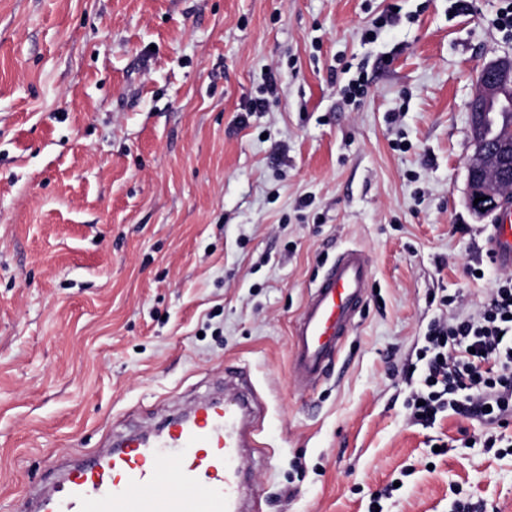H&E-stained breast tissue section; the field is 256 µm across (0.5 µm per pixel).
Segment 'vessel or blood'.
Returning a JSON list of instances; mask_svg holds the SVG:
<instances>
[{"label":"vessel or blood","mask_w":512,"mask_h":512,"mask_svg":"<svg viewBox=\"0 0 512 512\" xmlns=\"http://www.w3.org/2000/svg\"><path fill=\"white\" fill-rule=\"evenodd\" d=\"M488 254L512 268V212L502 211L485 241ZM373 278L363 249L341 250L318 280L294 331L291 378L316 385L338 355ZM237 392L203 402L151 435L132 434L65 471L60 483L34 493L29 512H243V449L257 447L251 381L226 367Z\"/></svg>","instance_id":"1"}]
</instances>
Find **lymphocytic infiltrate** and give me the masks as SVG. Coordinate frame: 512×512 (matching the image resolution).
I'll return each mask as SVG.
<instances>
[{"instance_id":"1","label":"lymphocytic infiltrate","mask_w":512,"mask_h":512,"mask_svg":"<svg viewBox=\"0 0 512 512\" xmlns=\"http://www.w3.org/2000/svg\"><path fill=\"white\" fill-rule=\"evenodd\" d=\"M512 274L499 278L477 315L434 324L423 356V383L412 400L415 420L426 422L450 405L458 390H468L469 414L489 423L512 419Z\"/></svg>"}]
</instances>
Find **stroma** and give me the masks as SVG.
Wrapping results in <instances>:
<instances>
[{"instance_id":"obj_1","label":"stroma","mask_w":512,"mask_h":512,"mask_svg":"<svg viewBox=\"0 0 512 512\" xmlns=\"http://www.w3.org/2000/svg\"><path fill=\"white\" fill-rule=\"evenodd\" d=\"M507 2L0 0V512L228 364L260 403L257 512H512V423L408 407L429 325L501 274L465 159ZM350 246L375 288L300 389L293 326Z\"/></svg>"}]
</instances>
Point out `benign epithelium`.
Here are the masks:
<instances>
[{
  "label": "benign epithelium",
  "instance_id": "obj_1",
  "mask_svg": "<svg viewBox=\"0 0 512 512\" xmlns=\"http://www.w3.org/2000/svg\"><path fill=\"white\" fill-rule=\"evenodd\" d=\"M512 105V56L488 62L480 71L477 91L470 107V147L467 161L468 208L483 218L501 207L504 193L500 162H512V154L501 159L496 154L484 127L489 124L490 113ZM480 197L482 201L475 202Z\"/></svg>",
  "mask_w": 512,
  "mask_h": 512
}]
</instances>
